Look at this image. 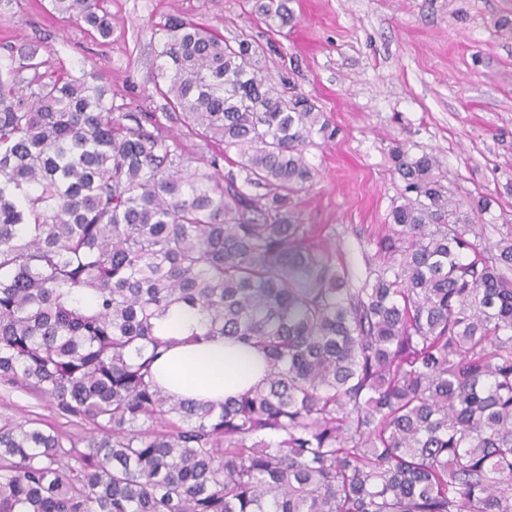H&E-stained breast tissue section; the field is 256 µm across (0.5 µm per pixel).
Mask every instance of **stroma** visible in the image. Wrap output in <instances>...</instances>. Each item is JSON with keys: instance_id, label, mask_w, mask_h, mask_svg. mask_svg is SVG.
I'll use <instances>...</instances> for the list:
<instances>
[{"instance_id": "35a3bbf8", "label": "stroma", "mask_w": 512, "mask_h": 512, "mask_svg": "<svg viewBox=\"0 0 512 512\" xmlns=\"http://www.w3.org/2000/svg\"><path fill=\"white\" fill-rule=\"evenodd\" d=\"M254 3L105 0L103 40L51 0H0V72L33 48L45 71L106 77L114 105L159 113L154 32L177 14L259 45L269 75L317 102L335 134L308 150L316 176L299 209L314 243L353 275L398 201L399 143L437 153L454 193L492 194L487 236L512 230V0H292L295 20L280 29Z\"/></svg>"}]
</instances>
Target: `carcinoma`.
<instances>
[{
  "instance_id": "cac0c4a2",
  "label": "carcinoma",
  "mask_w": 512,
  "mask_h": 512,
  "mask_svg": "<svg viewBox=\"0 0 512 512\" xmlns=\"http://www.w3.org/2000/svg\"><path fill=\"white\" fill-rule=\"evenodd\" d=\"M52 3L111 36L101 0ZM289 4L255 0L272 28ZM155 35L154 92L210 150L193 169L102 84L33 52L0 76V389L59 424L0 419V512H512V234L470 218L491 198L396 146L402 202L354 280L292 204L330 138L315 102L246 40L178 16ZM176 304L206 319L195 341L261 352L263 382L159 388Z\"/></svg>"
}]
</instances>
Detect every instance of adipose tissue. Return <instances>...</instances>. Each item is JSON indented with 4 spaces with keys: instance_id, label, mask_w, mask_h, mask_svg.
Returning <instances> with one entry per match:
<instances>
[{
    "instance_id": "1",
    "label": "adipose tissue",
    "mask_w": 512,
    "mask_h": 512,
    "mask_svg": "<svg viewBox=\"0 0 512 512\" xmlns=\"http://www.w3.org/2000/svg\"><path fill=\"white\" fill-rule=\"evenodd\" d=\"M158 327L173 344L155 360L153 374L157 385L169 394L220 403L250 389L264 376L265 361L256 349L221 337L191 342V334L205 330L197 311L172 308Z\"/></svg>"
}]
</instances>
